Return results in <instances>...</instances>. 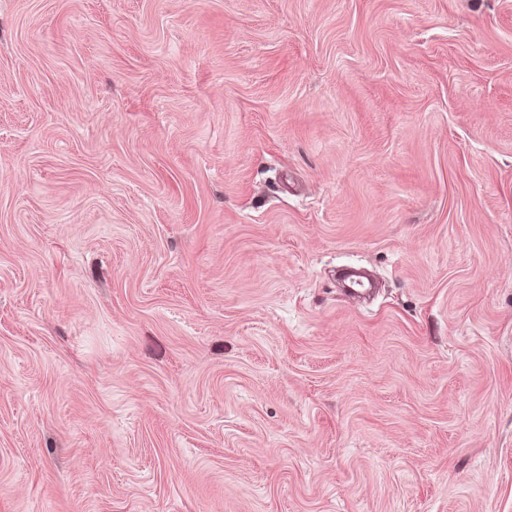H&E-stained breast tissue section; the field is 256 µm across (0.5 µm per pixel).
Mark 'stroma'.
<instances>
[{
	"label": "stroma",
	"mask_w": 512,
	"mask_h": 512,
	"mask_svg": "<svg viewBox=\"0 0 512 512\" xmlns=\"http://www.w3.org/2000/svg\"><path fill=\"white\" fill-rule=\"evenodd\" d=\"M0 512H512V0H0Z\"/></svg>",
	"instance_id": "obj_1"
}]
</instances>
